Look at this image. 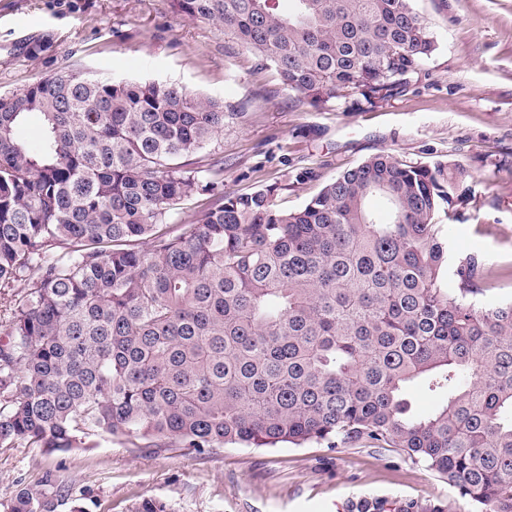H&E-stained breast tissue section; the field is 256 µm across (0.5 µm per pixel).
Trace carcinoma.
<instances>
[{
    "instance_id": "1",
    "label": "carcinoma",
    "mask_w": 512,
    "mask_h": 512,
    "mask_svg": "<svg viewBox=\"0 0 512 512\" xmlns=\"http://www.w3.org/2000/svg\"><path fill=\"white\" fill-rule=\"evenodd\" d=\"M171 6L312 107L386 102L440 48L413 0ZM31 115L34 148L16 137ZM225 116L179 85L81 68L0 98V447L365 440L425 464L469 512H512V300L477 304L492 263L449 255L439 218L460 167L380 152L288 210L280 186L226 194L224 168L198 165ZM199 197L193 223H167ZM417 383L442 406L415 413ZM0 508L88 512L50 470Z\"/></svg>"
}]
</instances>
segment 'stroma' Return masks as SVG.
<instances>
[{"instance_id": "obj_1", "label": "stroma", "mask_w": 512, "mask_h": 512, "mask_svg": "<svg viewBox=\"0 0 512 512\" xmlns=\"http://www.w3.org/2000/svg\"><path fill=\"white\" fill-rule=\"evenodd\" d=\"M440 42L425 76L374 108H314L288 91L273 66L212 22L174 12L170 0H0V98L72 67L101 77L174 82L232 113L201 153L223 160L224 190L280 183L297 209L339 173L386 152L459 164L461 202L450 208L448 251L481 253L512 268V0H414ZM49 49L31 54L38 38ZM309 177L298 180L300 172ZM66 454L0 447V502L53 471L87 492L89 512H125L156 497L175 512H337L355 497L396 512L410 505L468 512L457 491L397 449L359 440L225 446L200 454L100 434Z\"/></svg>"}]
</instances>
